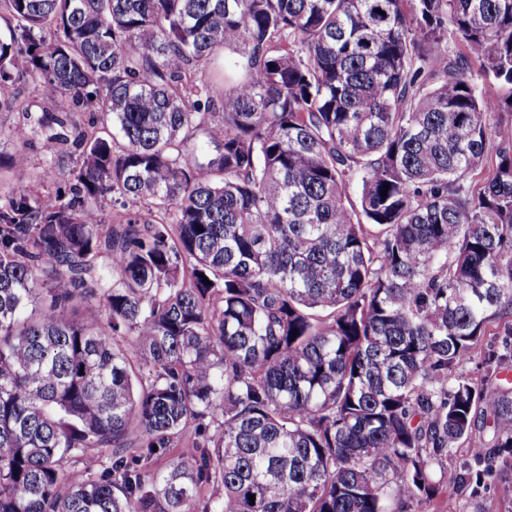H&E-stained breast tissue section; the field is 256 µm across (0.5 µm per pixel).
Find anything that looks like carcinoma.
<instances>
[{"label": "carcinoma", "instance_id": "1", "mask_svg": "<svg viewBox=\"0 0 512 512\" xmlns=\"http://www.w3.org/2000/svg\"><path fill=\"white\" fill-rule=\"evenodd\" d=\"M0 20V112L67 101L0 160V512H467L512 475V0ZM19 109L13 112H0V126L5 134L0 138V155L7 156L14 152L17 145L7 137V131L18 123L16 112H31L33 116H39L46 110L58 109L61 105L60 96L45 86L32 84H20L17 86Z\"/></svg>", "mask_w": 512, "mask_h": 512}]
</instances>
